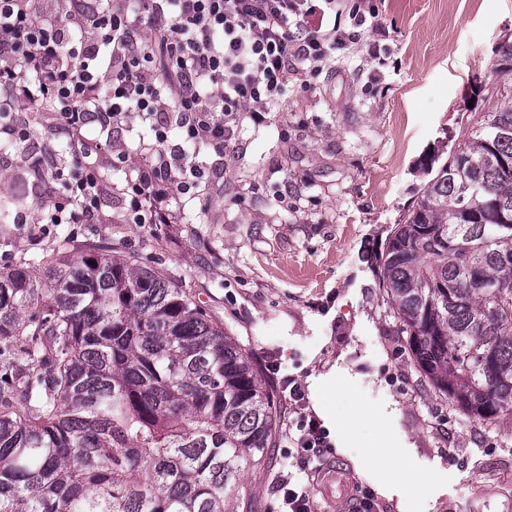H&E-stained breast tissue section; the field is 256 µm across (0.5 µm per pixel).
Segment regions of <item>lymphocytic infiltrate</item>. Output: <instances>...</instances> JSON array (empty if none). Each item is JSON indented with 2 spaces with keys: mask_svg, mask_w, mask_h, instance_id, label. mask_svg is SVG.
Here are the masks:
<instances>
[{
  "mask_svg": "<svg viewBox=\"0 0 512 512\" xmlns=\"http://www.w3.org/2000/svg\"><path fill=\"white\" fill-rule=\"evenodd\" d=\"M373 0H109L107 11L65 0H0V135L24 142L22 110L63 100L58 129L70 139L69 198L43 207L44 224L103 220L105 185L94 160L105 142L84 128H121L136 117L149 123L155 144L145 162L118 156L137 224H171L174 206L210 182L186 144L224 143L244 118L262 124L285 97L293 75L318 76L336 53L362 45L377 29ZM179 143H172L171 130ZM302 463L282 487V512H313L305 478L329 451L312 416L296 424Z\"/></svg>",
  "mask_w": 512,
  "mask_h": 512,
  "instance_id": "obj_1",
  "label": "lymphocytic infiltrate"
}]
</instances>
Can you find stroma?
<instances>
[{
	"label": "stroma",
	"mask_w": 512,
	"mask_h": 512,
	"mask_svg": "<svg viewBox=\"0 0 512 512\" xmlns=\"http://www.w3.org/2000/svg\"><path fill=\"white\" fill-rule=\"evenodd\" d=\"M384 61L354 49L337 74L291 77L264 125L244 121L224 147V171L188 201L183 224H0V266L70 234L64 256L93 242L163 270L246 348L280 399L263 470L241 477L237 512H275L288 478V429L317 416L334 457L384 512H512V420L462 424L419 373L383 304L376 259L429 180L443 150L470 131L495 49L512 35V0H374ZM139 120L103 157L105 215L120 210L112 156L145 158ZM34 180L24 152L0 165V198ZM304 398H289V381ZM370 418L356 419L357 410ZM401 449L425 489L385 483L378 458Z\"/></svg>",
	"instance_id": "35a3bbf8"
}]
</instances>
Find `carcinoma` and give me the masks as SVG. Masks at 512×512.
I'll list each match as a JSON object with an SVG mask.
<instances>
[{"label":"carcinoma","instance_id":"cac0c4a2","mask_svg":"<svg viewBox=\"0 0 512 512\" xmlns=\"http://www.w3.org/2000/svg\"><path fill=\"white\" fill-rule=\"evenodd\" d=\"M378 287L448 408L512 417V39ZM278 397L190 293L88 244L0 267V512H234Z\"/></svg>","mask_w":512,"mask_h":512}]
</instances>
